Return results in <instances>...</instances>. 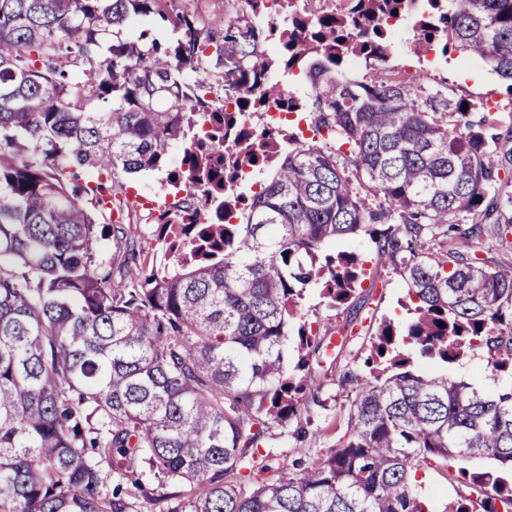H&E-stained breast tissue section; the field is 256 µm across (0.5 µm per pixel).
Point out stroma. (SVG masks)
Wrapping results in <instances>:
<instances>
[{"instance_id": "35a3bbf8", "label": "stroma", "mask_w": 512, "mask_h": 512, "mask_svg": "<svg viewBox=\"0 0 512 512\" xmlns=\"http://www.w3.org/2000/svg\"><path fill=\"white\" fill-rule=\"evenodd\" d=\"M433 61L425 65L415 51L413 37L396 39L392 42L390 67L407 69L408 72L423 70L429 84L447 88L450 96L464 98L487 107H499L502 112L512 111V100L508 99L499 79L481 62L471 61L462 52L448 55L432 50ZM364 274L358 295L365 306L359 314L360 326L354 327L353 335L340 350V359L324 358L318 372L324 377L323 399L325 407L312 408L309 412L311 422L303 442L294 443L288 438L287 427H276L268 444V477H275L279 468L299 458L305 461L317 458L335 444L347 429V403L336 385V378L343 362L357 363L359 355L367 349L366 336L369 327L377 325L382 319H390L396 325L408 323L412 315L411 302L407 288L391 267L383 266L373 259L366 238L355 241ZM305 318L315 332L324 338L336 335L337 325L343 324L344 315L329 307L320 288L308 287L302 300Z\"/></svg>"}]
</instances>
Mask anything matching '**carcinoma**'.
<instances>
[{
  "mask_svg": "<svg viewBox=\"0 0 512 512\" xmlns=\"http://www.w3.org/2000/svg\"><path fill=\"white\" fill-rule=\"evenodd\" d=\"M168 2L0 0V512H428L416 473L430 461L512 469V385L431 374L402 350L446 364L480 352L512 378V265L453 246L512 236V123L421 75L377 85L342 70L388 64L389 21L411 16L419 47L467 52L512 100V0H344L316 16L241 0L250 16L220 28ZM151 16L176 38L134 26ZM301 62L310 102L267 80ZM225 103L286 105L327 137L291 133L271 155L272 134ZM174 146L169 182L193 194L158 209L159 259L115 171L159 169ZM247 166L273 168L250 196L233 189ZM233 209L239 223H224ZM358 236L399 273L415 318L404 331L382 319L336 378L348 435L258 481L272 428L294 422L300 442L310 407H326L323 338L301 300L314 285L358 311L359 254L327 251ZM104 237L124 256L108 267ZM456 480L465 492L442 512H512L504 479L462 466Z\"/></svg>",
  "mask_w": 512,
  "mask_h": 512,
  "instance_id": "carcinoma-1",
  "label": "carcinoma"
}]
</instances>
